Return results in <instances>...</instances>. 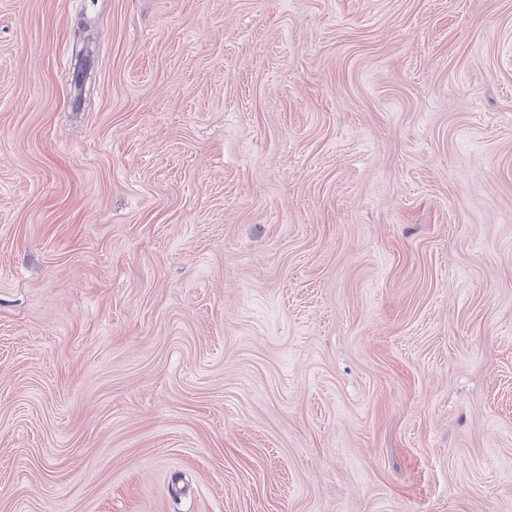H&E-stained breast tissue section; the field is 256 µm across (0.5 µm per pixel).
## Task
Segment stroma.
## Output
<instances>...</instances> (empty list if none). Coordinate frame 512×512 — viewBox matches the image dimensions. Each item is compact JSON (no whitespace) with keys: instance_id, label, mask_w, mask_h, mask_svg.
Listing matches in <instances>:
<instances>
[{"instance_id":"obj_1","label":"stroma","mask_w":512,"mask_h":512,"mask_svg":"<svg viewBox=\"0 0 512 512\" xmlns=\"http://www.w3.org/2000/svg\"><path fill=\"white\" fill-rule=\"evenodd\" d=\"M0 512H512V0H0Z\"/></svg>"}]
</instances>
